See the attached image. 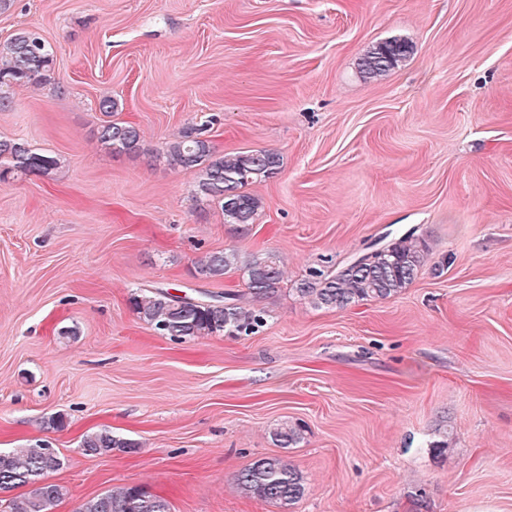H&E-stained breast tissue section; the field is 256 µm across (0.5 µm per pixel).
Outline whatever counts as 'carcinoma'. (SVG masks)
Returning <instances> with one entry per match:
<instances>
[{
    "label": "carcinoma",
    "instance_id": "carcinoma-1",
    "mask_svg": "<svg viewBox=\"0 0 512 512\" xmlns=\"http://www.w3.org/2000/svg\"><path fill=\"white\" fill-rule=\"evenodd\" d=\"M409 54L406 43L387 41L370 49L361 58L360 67L376 77L397 67ZM53 61L52 46L31 31L20 30L0 42V109L10 105L13 88L50 84ZM95 138L101 148L112 154H136L143 142L139 126L119 120L100 125ZM157 158L173 168L194 172L195 197L218 204L225 221L234 225L240 235L249 232L261 207L260 200L247 187L271 177L280 167L279 155L271 151L219 154L198 129L184 131L168 141ZM60 167L59 158L36 153L23 141L0 139L1 182L49 174ZM428 255V244L410 231L388 245L374 261L310 269L295 282L294 291L315 307L335 310L362 301L387 300L416 280ZM235 269L242 271L244 293L229 290L222 295L207 294L193 303L188 297H175L164 289H145L132 298L134 310L161 335L174 340L253 334L263 326L269 306L281 290V261L271 252L243 262L235 250L210 251L194 262L193 277L208 281ZM270 436L277 447L291 448L303 440V427L286 422L274 428ZM81 447L87 455L114 450L134 453L138 443L103 428L86 434ZM62 466L61 458L50 448L0 450V492L25 489L8 499L7 512H52L66 491L45 476ZM237 486L244 494L279 507L298 503L306 492L299 471L279 456L256 460L237 475ZM74 512H170V508L165 498L132 485L87 498Z\"/></svg>",
    "mask_w": 512,
    "mask_h": 512
}]
</instances>
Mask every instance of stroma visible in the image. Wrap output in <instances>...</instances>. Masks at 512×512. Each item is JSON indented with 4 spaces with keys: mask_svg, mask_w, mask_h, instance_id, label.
Masks as SVG:
<instances>
[{
    "mask_svg": "<svg viewBox=\"0 0 512 512\" xmlns=\"http://www.w3.org/2000/svg\"><path fill=\"white\" fill-rule=\"evenodd\" d=\"M23 29L62 91L15 89L0 138L62 166L0 183V449H55L53 512L131 484L170 512H512V0H14L0 42ZM394 39L410 57L367 77ZM104 97L140 153L99 147ZM188 126L279 155L249 234L157 160ZM411 230L430 254L399 295L294 292L322 257ZM224 249L281 259L261 332L173 341L133 312L143 289H243L192 275ZM284 422L306 427L295 447L270 437ZM101 428L137 452L85 454ZM276 454L306 484L287 509L235 486ZM410 54V47L404 42L387 41L370 49L360 60L361 69L376 77L397 67Z\"/></svg>",
    "mask_w": 512,
    "mask_h": 512,
    "instance_id": "35a3bbf8",
    "label": "stroma"
}]
</instances>
